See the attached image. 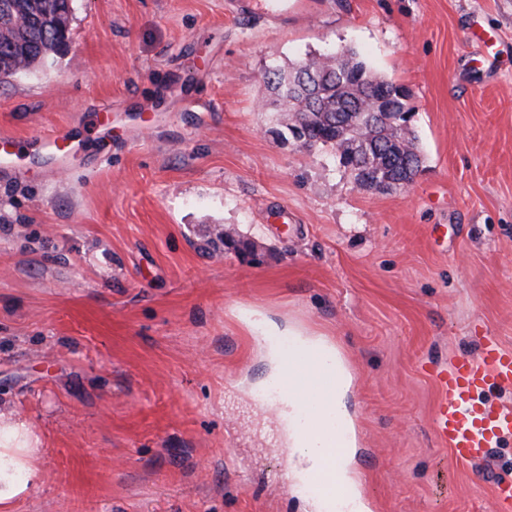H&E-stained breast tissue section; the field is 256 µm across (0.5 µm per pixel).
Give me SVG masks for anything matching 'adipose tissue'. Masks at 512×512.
Returning <instances> with one entry per match:
<instances>
[{
  "instance_id": "obj_1",
  "label": "adipose tissue",
  "mask_w": 512,
  "mask_h": 512,
  "mask_svg": "<svg viewBox=\"0 0 512 512\" xmlns=\"http://www.w3.org/2000/svg\"><path fill=\"white\" fill-rule=\"evenodd\" d=\"M331 361L337 374L336 385L328 400L317 404L316 409L323 421L334 422L342 447L351 448L355 445L354 420L345 400L352 379L340 356H332ZM39 446V437L25 420L12 412H0V512H14L15 502L40 481Z\"/></svg>"
}]
</instances>
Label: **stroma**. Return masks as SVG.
<instances>
[{
	"label": "stroma",
	"mask_w": 512,
	"mask_h": 512,
	"mask_svg": "<svg viewBox=\"0 0 512 512\" xmlns=\"http://www.w3.org/2000/svg\"><path fill=\"white\" fill-rule=\"evenodd\" d=\"M305 2L74 0L69 51L0 82V134L66 137L0 179V410L41 441L15 512H315L266 328L341 353L370 512H493L512 440L458 465L431 417L436 369L512 350V0ZM339 47L409 91L408 188L284 127L269 72ZM377 159L373 164H360L363 168V183H356V187L360 190H373L379 192H390L397 188H406L410 186L416 177L410 181L396 180L393 178L391 170L397 162L386 154L381 148L377 149Z\"/></svg>",
	"instance_id": "stroma-1"
}]
</instances>
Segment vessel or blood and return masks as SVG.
Returning <instances> with one entry per match:
<instances>
[{
    "instance_id": "obj_1",
    "label": "vessel or blood",
    "mask_w": 512,
    "mask_h": 512,
    "mask_svg": "<svg viewBox=\"0 0 512 512\" xmlns=\"http://www.w3.org/2000/svg\"><path fill=\"white\" fill-rule=\"evenodd\" d=\"M60 136L35 135L20 139L15 149L0 150V176H11L19 159L18 151L29 148L31 154L51 158L60 149ZM311 371L310 362L295 361L289 374L276 386L279 401L298 395L301 403L321 401L334 383L330 373L322 374L320 388L304 394L300 383ZM436 387V404L432 417V433L438 446L445 448L452 462L473 464L487 459L492 449L501 447L512 439V407L496 402L493 392L512 387V351L506 350L492 336L482 339L478 357H457L448 366L433 375ZM341 448L323 451L319 465L306 471L299 492L306 498L320 503L334 499L338 482L333 467L335 459L344 456Z\"/></svg>"
}]
</instances>
